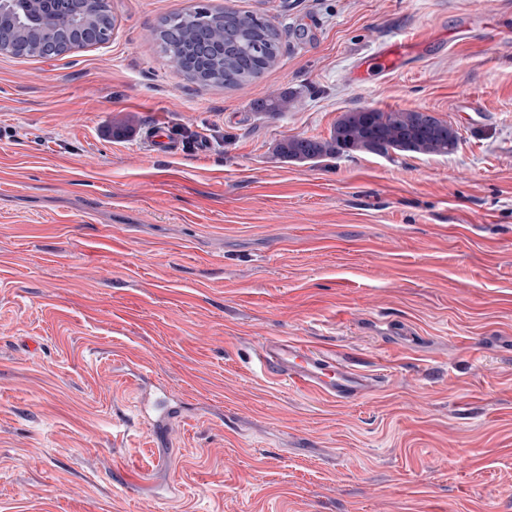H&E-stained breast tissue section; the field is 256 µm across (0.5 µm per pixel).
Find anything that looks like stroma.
<instances>
[{
    "instance_id": "35a3bbf8",
    "label": "stroma",
    "mask_w": 512,
    "mask_h": 512,
    "mask_svg": "<svg viewBox=\"0 0 512 512\" xmlns=\"http://www.w3.org/2000/svg\"><path fill=\"white\" fill-rule=\"evenodd\" d=\"M201 5L276 25L277 64L188 80L155 33ZM111 6L104 44L0 54V512H512V0ZM361 107L459 146L276 153ZM155 124L179 156L146 153ZM272 339L382 384L289 386ZM415 43L408 41H392L381 46L367 61H362L352 72V81L363 83L365 71L370 65L383 70H394L400 67L405 59L416 50Z\"/></svg>"
}]
</instances>
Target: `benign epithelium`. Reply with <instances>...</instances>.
<instances>
[{
    "mask_svg": "<svg viewBox=\"0 0 512 512\" xmlns=\"http://www.w3.org/2000/svg\"><path fill=\"white\" fill-rule=\"evenodd\" d=\"M111 0H0V14L13 15L19 29L0 35V54H12L24 41L51 38L67 54L99 45L93 21L112 16Z\"/></svg>",
    "mask_w": 512,
    "mask_h": 512,
    "instance_id": "obj_1",
    "label": "benign epithelium"
}]
</instances>
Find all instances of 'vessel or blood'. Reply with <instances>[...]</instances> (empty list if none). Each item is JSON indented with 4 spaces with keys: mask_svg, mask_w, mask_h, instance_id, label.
Segmentation results:
<instances>
[{
    "mask_svg": "<svg viewBox=\"0 0 512 512\" xmlns=\"http://www.w3.org/2000/svg\"><path fill=\"white\" fill-rule=\"evenodd\" d=\"M415 47L408 41H392L381 46L367 63L357 65L352 80L364 82L368 65L383 70L400 67ZM144 140L152 154L174 156L180 143L165 128L148 127ZM264 372L287 382L290 386L308 389L340 402H349L364 395L375 384L372 374L353 368L344 360L328 355L302 343L288 340L268 341L261 355Z\"/></svg>",
    "mask_w": 512,
    "mask_h": 512,
    "instance_id": "obj_1",
    "label": "vessel or blood"
}]
</instances>
